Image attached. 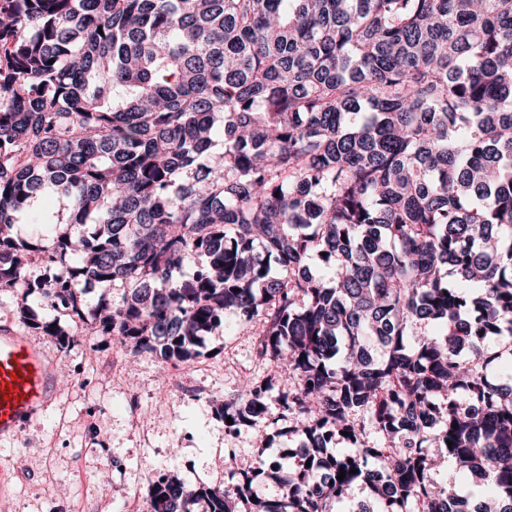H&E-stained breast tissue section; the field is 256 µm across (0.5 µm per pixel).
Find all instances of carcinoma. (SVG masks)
<instances>
[{"instance_id":"carcinoma-1","label":"carcinoma","mask_w":512,"mask_h":512,"mask_svg":"<svg viewBox=\"0 0 512 512\" xmlns=\"http://www.w3.org/2000/svg\"><path fill=\"white\" fill-rule=\"evenodd\" d=\"M43 191L79 234L14 233L49 223ZM52 245L53 282L30 268ZM19 279L20 318L62 348L188 361L230 316L288 365L310 466L165 475L148 512H332L358 480L356 512H460L433 457L487 486L471 512H512V385L486 347L512 355V0H0V291ZM273 390L247 382L225 428L271 441Z\"/></svg>"}]
</instances>
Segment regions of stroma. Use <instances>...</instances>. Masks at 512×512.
Returning <instances> with one entry per match:
<instances>
[{
	"mask_svg": "<svg viewBox=\"0 0 512 512\" xmlns=\"http://www.w3.org/2000/svg\"><path fill=\"white\" fill-rule=\"evenodd\" d=\"M17 306L15 293L0 292V323L44 345L69 381L55 386L18 439L0 440V501L12 512H132L126 491L146 493L156 471L229 489L240 465L259 457L285 473L296 467L286 411L271 406L264 424L273 440L264 446L250 428L227 431L216 411L243 379L269 377L277 389L288 387L259 356L254 329L228 324L194 358L162 365L130 357L108 336L60 349L19 322Z\"/></svg>",
	"mask_w": 512,
	"mask_h": 512,
	"instance_id": "35a3bbf8",
	"label": "stroma"
}]
</instances>
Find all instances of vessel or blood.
I'll return each instance as SVG.
<instances>
[{
	"label": "vessel or blood",
	"mask_w": 512,
	"mask_h": 512,
	"mask_svg": "<svg viewBox=\"0 0 512 512\" xmlns=\"http://www.w3.org/2000/svg\"><path fill=\"white\" fill-rule=\"evenodd\" d=\"M13 388L14 398L1 394ZM51 365L41 347L9 325L0 326V439L15 438L52 392Z\"/></svg>",
	"instance_id": "1"
}]
</instances>
